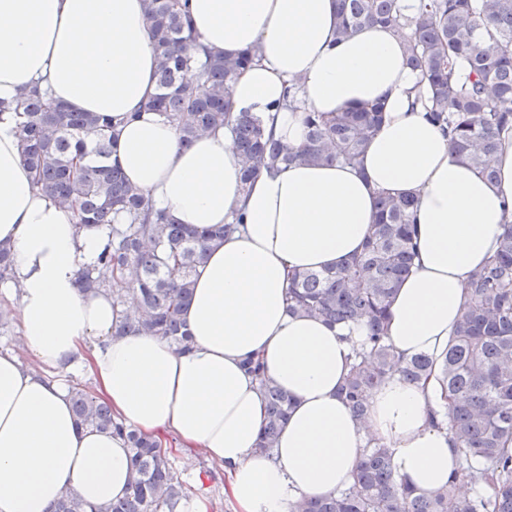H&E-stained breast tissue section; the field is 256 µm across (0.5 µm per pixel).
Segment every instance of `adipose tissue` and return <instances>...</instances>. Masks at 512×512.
<instances>
[{
    "mask_svg": "<svg viewBox=\"0 0 512 512\" xmlns=\"http://www.w3.org/2000/svg\"><path fill=\"white\" fill-rule=\"evenodd\" d=\"M199 45L257 56L232 83V111L259 117L293 148L306 116L380 103L383 120L358 164L297 163L240 181L241 160L220 126L185 146L176 125L144 104L157 55L144 0H0V100L34 85L53 101L110 115L116 159L154 208L203 230L243 222L211 243L185 319L190 351L147 334L116 336L104 295L82 291L104 229L39 193L23 160L17 120L0 114V242L9 245L18 332L33 358L0 352V512H51L62 491L86 503L122 497L130 472L123 438L80 427L66 377L88 373L101 399L145 436L174 434L221 465L235 512H291L302 498L350 487L367 441L387 445L403 480L432 492L460 452L435 425L437 380L394 377L357 422L338 389L366 328L288 312L289 276L356 255L379 194L417 199V256L394 293L386 336L396 354L441 360L472 272L494 253L512 205V129L493 159L496 179L459 159L429 115L427 87L403 39L372 25L340 38L336 0H191ZM259 359L292 407L271 453L256 452L265 421Z\"/></svg>",
    "mask_w": 512,
    "mask_h": 512,
    "instance_id": "ef3b65f1",
    "label": "adipose tissue"
}]
</instances>
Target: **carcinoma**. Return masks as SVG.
<instances>
[{
    "label": "carcinoma",
    "instance_id": "obj_1",
    "mask_svg": "<svg viewBox=\"0 0 512 512\" xmlns=\"http://www.w3.org/2000/svg\"><path fill=\"white\" fill-rule=\"evenodd\" d=\"M337 2L338 36L381 24L404 38L407 64L429 90L431 119L448 131L458 156L496 178L491 161L500 132L512 125V0H421L412 16L404 14L401 0ZM188 19L189 0H146L157 47V91L147 107L174 122L183 143L228 126L245 185L262 169L282 170L297 162L357 164L382 121L383 105L310 115L304 146H283L266 137L257 117L229 108L231 84L254 54H209L199 60L189 52ZM17 108L23 118L21 151L35 186L72 210L79 227L108 230L97 261L81 273V288L110 294L114 307L129 291L137 292L136 306L120 311L115 334H149L177 350L189 349L193 338L182 313L193 293L194 272L208 243L235 225L199 234L154 210L112 159V119L53 103L36 87L19 93ZM415 207L411 196H379L377 220L359 254L335 269L291 275L288 312L329 324L365 325L367 335L354 349L339 389L359 421L367 415L369 394L386 380L397 376L425 384L438 376L439 398L446 404L443 425L460 451L459 469L445 488L418 492L396 471L391 450L370 441L351 487L320 500L300 499L292 512H512V223L497 253L466 283L454 337L437 365L426 354L397 356L385 336L390 298L416 255ZM114 213L127 215L130 223H112ZM13 274L11 249L0 245V282ZM245 367L264 395L258 451L268 454L288 420L290 400L263 375L259 360L249 359ZM71 401L79 426L125 439L129 492L88 509L66 490L52 512H181L189 490L162 441L123 424L87 389L73 388ZM461 481L476 488L474 497L457 498Z\"/></svg>",
    "mask_w": 512,
    "mask_h": 512
}]
</instances>
